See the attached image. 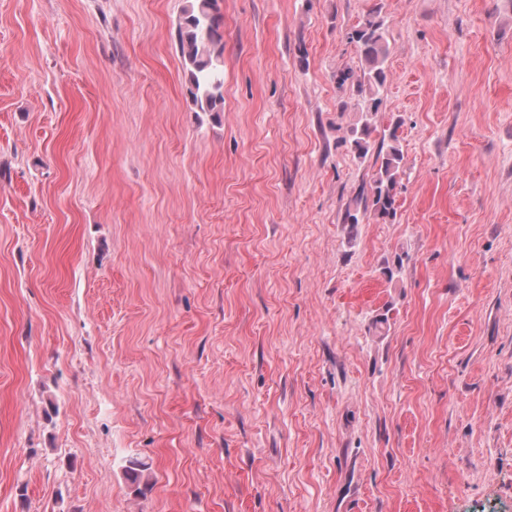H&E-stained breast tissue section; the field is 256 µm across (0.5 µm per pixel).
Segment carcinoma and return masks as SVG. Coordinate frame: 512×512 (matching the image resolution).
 Masks as SVG:
<instances>
[{
  "label": "carcinoma",
  "mask_w": 512,
  "mask_h": 512,
  "mask_svg": "<svg viewBox=\"0 0 512 512\" xmlns=\"http://www.w3.org/2000/svg\"><path fill=\"white\" fill-rule=\"evenodd\" d=\"M223 0H186L178 26V50L192 101L202 112L224 111V13ZM359 56V68H346L336 73V87L354 103L340 100L338 108L358 113L341 144L363 162L375 131L373 118L383 104L382 91L387 83L386 62L390 44L381 8L367 13L346 34ZM397 119L383 132L368 185L361 186L353 205L346 208L343 223L351 226L375 220L393 224L397 220L399 190L402 187L404 154ZM147 464L134 459L126 466V474L136 491L140 487Z\"/></svg>",
  "instance_id": "1"
}]
</instances>
